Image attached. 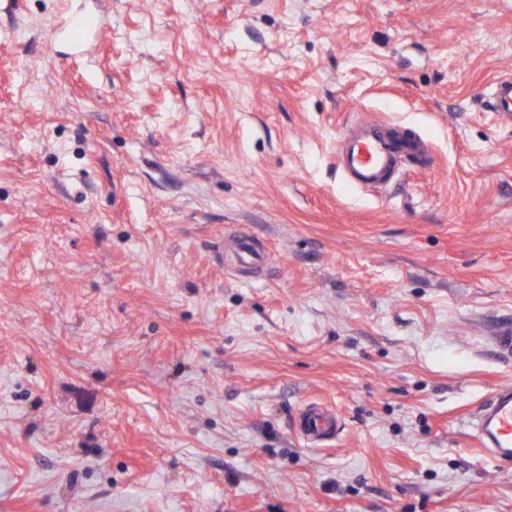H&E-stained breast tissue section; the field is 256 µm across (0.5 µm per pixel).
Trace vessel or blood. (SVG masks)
Returning a JSON list of instances; mask_svg holds the SVG:
<instances>
[{"mask_svg":"<svg viewBox=\"0 0 512 512\" xmlns=\"http://www.w3.org/2000/svg\"><path fill=\"white\" fill-rule=\"evenodd\" d=\"M489 108L499 120L512 123V76L498 78L490 92ZM426 140L402 125L380 120L357 123L344 139L339 165L349 183L360 188L386 185L404 161L426 154ZM234 262L256 270L267 264L266 251L250 236L232 239ZM293 433L311 447L336 440L342 420L335 410L320 404L299 408L291 421ZM476 444L499 462L512 460V387L495 388L468 422Z\"/></svg>","mask_w":512,"mask_h":512,"instance_id":"obj_1","label":"vessel or blood"}]
</instances>
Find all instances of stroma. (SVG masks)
<instances>
[{"label":"stroma","instance_id":"stroma-1","mask_svg":"<svg viewBox=\"0 0 512 512\" xmlns=\"http://www.w3.org/2000/svg\"><path fill=\"white\" fill-rule=\"evenodd\" d=\"M509 73L512 0H0V512H512ZM361 115L430 155L350 187ZM491 112H495L499 120L512 123V76L498 78L493 84L488 100ZM234 263L241 267L262 270L267 266L266 251L250 236H235L231 239ZM476 444L497 462L512 460V387L495 388L468 421ZM291 428L308 446L322 447L339 436L342 420L334 409L320 404H308L295 412Z\"/></svg>","mask_w":512,"mask_h":512}]
</instances>
